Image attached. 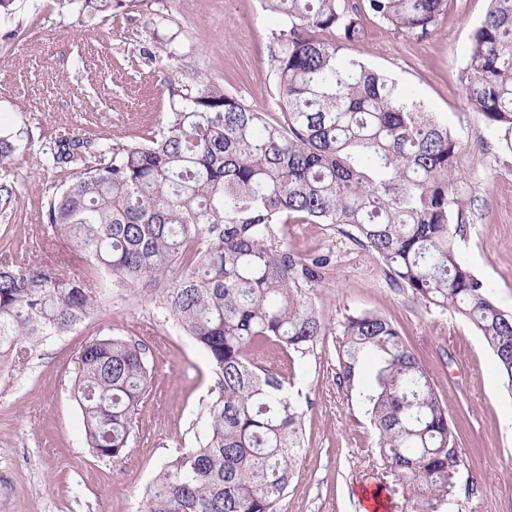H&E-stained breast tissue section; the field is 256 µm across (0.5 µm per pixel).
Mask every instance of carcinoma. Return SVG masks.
Wrapping results in <instances>:
<instances>
[{"label":"carcinoma","mask_w":512,"mask_h":512,"mask_svg":"<svg viewBox=\"0 0 512 512\" xmlns=\"http://www.w3.org/2000/svg\"><path fill=\"white\" fill-rule=\"evenodd\" d=\"M137 0H65L78 12L123 14ZM448 0H263L282 17L270 58L280 118L207 80L170 97L167 121L139 141L46 139L41 165L59 175L44 216L55 241L91 270L71 277L24 255L0 262V357L95 315L113 292L172 274L167 317L204 349L215 375L209 433L166 462L147 512H279L303 453V411L288 380L254 363L258 348L304 354L328 330L307 288L327 258L303 259L276 237L297 219L337 224L394 288L454 311L491 349L512 388V312L461 261L455 238L477 196L460 174L461 142L398 84L347 53L372 15L420 39ZM460 81L492 130H512V0H490ZM22 131L0 130V169ZM74 391L98 457L129 450L149 391L143 349L118 337L77 353ZM336 383L358 402L379 456L414 512L454 505L463 462L435 384L396 325L346 316Z\"/></svg>","instance_id":"carcinoma-1"}]
</instances>
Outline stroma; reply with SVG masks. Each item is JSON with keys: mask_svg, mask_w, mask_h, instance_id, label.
<instances>
[{"mask_svg": "<svg viewBox=\"0 0 512 512\" xmlns=\"http://www.w3.org/2000/svg\"><path fill=\"white\" fill-rule=\"evenodd\" d=\"M488 6L448 0L425 39L366 17L352 53L395 78L460 138L461 167L479 198L460 256L512 311V150L505 132L468 111L459 81ZM281 24L261 0H138L114 18L82 17L58 0H23L0 26V126L25 131L8 170L16 218L0 217V258L9 246L47 249L42 203L56 185L40 164L46 136L140 139L164 124L170 92L185 90L192 72L279 117L269 45ZM167 40L178 50L171 60L157 55ZM282 233L296 254L328 260L309 290L328 330L310 352L274 363L304 412L303 461L281 512H362L371 488L384 512H410L393 490L368 418L334 381L339 324L362 310L396 324L448 406L465 452L459 480L474 486L472 495L458 494L454 512H512V391L483 337L454 312L390 288L372 255L336 227L291 223ZM169 285L165 279L113 294L101 312L32 351L23 367L0 368V512H130L167 460L203 440L214 378L203 349L162 308ZM107 336L142 341L151 370L122 463L92 454L73 397L78 351Z\"/></svg>", "mask_w": 512, "mask_h": 512, "instance_id": "obj_1", "label": "stroma"}]
</instances>
